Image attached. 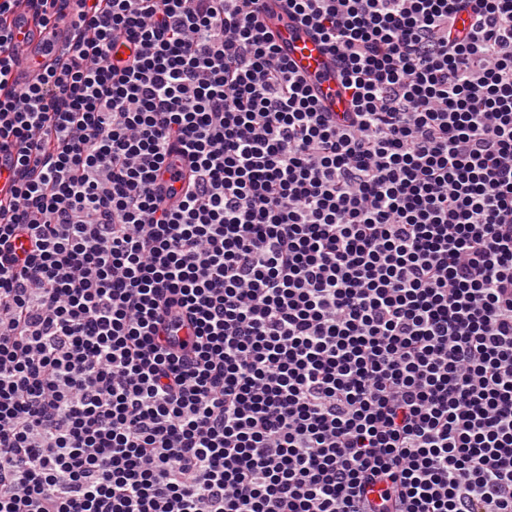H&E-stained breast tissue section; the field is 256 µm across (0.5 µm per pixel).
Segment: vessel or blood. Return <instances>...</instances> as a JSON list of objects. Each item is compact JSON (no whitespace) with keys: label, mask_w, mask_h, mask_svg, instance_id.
I'll return each mask as SVG.
<instances>
[{"label":"vessel or blood","mask_w":512,"mask_h":512,"mask_svg":"<svg viewBox=\"0 0 512 512\" xmlns=\"http://www.w3.org/2000/svg\"><path fill=\"white\" fill-rule=\"evenodd\" d=\"M265 14L269 29L283 54L307 80L324 109L329 112L346 111L347 102L336 81V60L319 36L312 29L289 20L288 0H266ZM24 28L28 37L23 48L31 61L24 79L31 82L41 73L42 44L34 35L33 23H25Z\"/></svg>","instance_id":"obj_1"}]
</instances>
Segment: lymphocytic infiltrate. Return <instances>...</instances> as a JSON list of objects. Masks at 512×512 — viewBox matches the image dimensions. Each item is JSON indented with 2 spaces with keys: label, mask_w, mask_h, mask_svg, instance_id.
<instances>
[{
  "label": "lymphocytic infiltrate",
  "mask_w": 512,
  "mask_h": 512,
  "mask_svg": "<svg viewBox=\"0 0 512 512\" xmlns=\"http://www.w3.org/2000/svg\"><path fill=\"white\" fill-rule=\"evenodd\" d=\"M15 3L0 512H512V0ZM267 24L282 53L307 80L324 109L347 112L336 81V60L310 28L288 19L287 0H265ZM22 28L29 33L23 45L25 54L30 59L31 63L23 77V82L27 83L33 82L42 73V68H39L38 65H33L34 62H39L40 65H43L54 53L63 48L67 36V28L63 23H58L56 27L55 45L45 50V56L41 55L42 44L34 35V31H37V29L34 27L33 23L28 20Z\"/></svg>",
  "instance_id": "lymphocytic-infiltrate-1"
}]
</instances>
